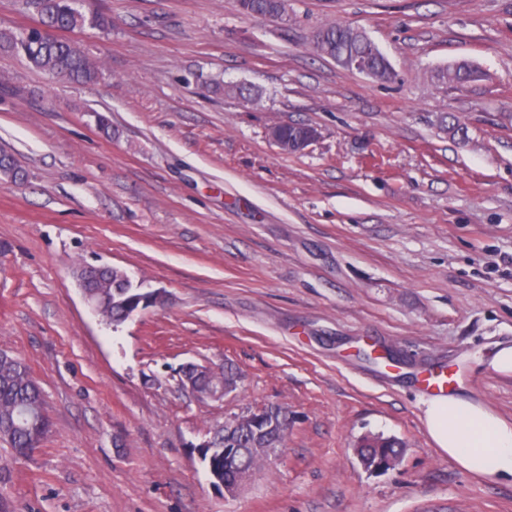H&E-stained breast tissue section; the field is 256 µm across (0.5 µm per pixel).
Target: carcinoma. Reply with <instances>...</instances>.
Returning <instances> with one entry per match:
<instances>
[{
  "mask_svg": "<svg viewBox=\"0 0 512 512\" xmlns=\"http://www.w3.org/2000/svg\"><path fill=\"white\" fill-rule=\"evenodd\" d=\"M28 9L36 14L41 22L59 31H75L85 27H103L105 19L78 7L76 0H25ZM242 14L259 18L278 20L282 12H292L288 0H237ZM311 40L318 43L314 53L331 59L362 56L368 67L374 72L375 79L390 80L395 76L370 50L371 41L366 33L358 28L335 23L314 30ZM0 45L22 54L33 67L51 77L64 78L73 82L88 83L98 79L101 67L91 59L73 41L56 36H42L0 31ZM477 78L476 71L469 63H456L454 68H441L435 71V82L440 84H458ZM25 179V171L15 157L0 151V184H13ZM122 270L116 267H102L89 274V292L93 300L99 303L103 316L115 322L121 321L125 312V281ZM43 401V392L38 382L30 375L28 367L22 361L16 362L12 355L0 350V438L8 441L19 456L27 455L30 449L39 446L50 429V420L33 421L30 412ZM257 413L250 412L234 420L230 425L239 426L238 447L258 446L261 451L247 457L242 464H229L224 458L217 460V466L224 481L235 483L243 478L269 457L285 446L287 432L278 431L262 438L257 445L249 440L255 431ZM403 445L394 438L370 434L364 438L357 456L362 463L373 468L381 454L396 458L402 454Z\"/></svg>",
  "mask_w": 512,
  "mask_h": 512,
  "instance_id": "carcinoma-1",
  "label": "carcinoma"
}]
</instances>
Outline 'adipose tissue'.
I'll return each instance as SVG.
<instances>
[{
    "instance_id": "adipose-tissue-1",
    "label": "adipose tissue",
    "mask_w": 512,
    "mask_h": 512,
    "mask_svg": "<svg viewBox=\"0 0 512 512\" xmlns=\"http://www.w3.org/2000/svg\"><path fill=\"white\" fill-rule=\"evenodd\" d=\"M424 425L437 448L462 469L494 480L512 479V422L465 394L425 402Z\"/></svg>"
}]
</instances>
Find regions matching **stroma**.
I'll list each match as a JSON object with an SVG mask.
<instances>
[{
	"label": "stroma",
	"instance_id": "obj_1",
	"mask_svg": "<svg viewBox=\"0 0 512 512\" xmlns=\"http://www.w3.org/2000/svg\"><path fill=\"white\" fill-rule=\"evenodd\" d=\"M87 5L107 30L68 38L96 81L0 49V148L26 172L0 185V349L51 421L27 456L0 440V512H512L511 481L435 448L419 383L448 367L512 421V374L488 366L512 345V0H291L286 26L236 0ZM336 22L394 79L314 56ZM461 61L480 78L432 83ZM297 122L320 137L282 153L268 133ZM84 264L166 300L111 327ZM186 363L241 382L197 398ZM277 404L285 448L237 495L214 489L198 444ZM368 433L403 443L398 466L364 469ZM195 370L197 374L210 373L211 369L207 367L200 368L197 364L188 363L184 365L180 371V384L183 389L189 390L190 392L199 395H206L212 398H221L228 393L232 392L231 387H225L224 382L219 384L218 386H210L205 390H202L198 382L196 381V377L190 374V371Z\"/></svg>",
	"mask_w": 512,
	"mask_h": 512
}]
</instances>
